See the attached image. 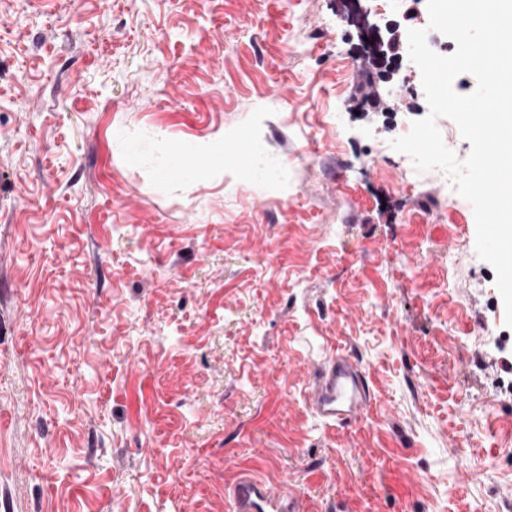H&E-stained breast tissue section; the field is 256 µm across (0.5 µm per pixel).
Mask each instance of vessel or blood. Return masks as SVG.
<instances>
[{"instance_id": "b4317fda", "label": "vessel or blood", "mask_w": 512, "mask_h": 512, "mask_svg": "<svg viewBox=\"0 0 512 512\" xmlns=\"http://www.w3.org/2000/svg\"><path fill=\"white\" fill-rule=\"evenodd\" d=\"M371 400L367 374L349 355L333 357L315 378L310 404L325 422L348 424ZM228 512H303L302 501L288 483H272L243 473L226 493Z\"/></svg>"}]
</instances>
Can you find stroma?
<instances>
[{
	"instance_id": "35a3bbf8",
	"label": "stroma",
	"mask_w": 512,
	"mask_h": 512,
	"mask_svg": "<svg viewBox=\"0 0 512 512\" xmlns=\"http://www.w3.org/2000/svg\"><path fill=\"white\" fill-rule=\"evenodd\" d=\"M364 70L339 0H0V512H227L250 469L306 512H512L495 270L385 161L420 70ZM337 353L345 426L309 403ZM367 374L350 355L332 357L316 377L310 404L324 421L348 424L370 404Z\"/></svg>"
}]
</instances>
